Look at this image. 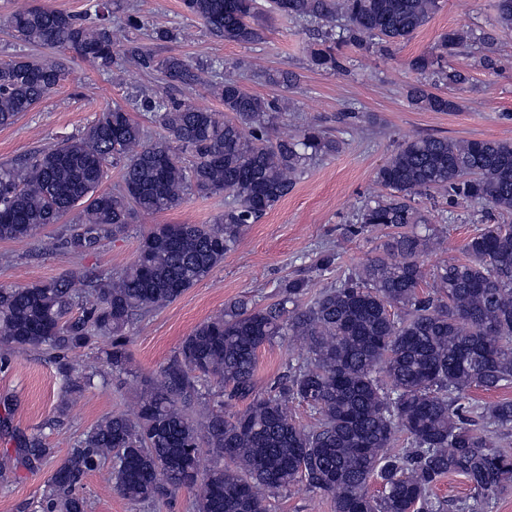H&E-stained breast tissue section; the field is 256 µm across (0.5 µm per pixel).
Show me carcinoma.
Returning <instances> with one entry per match:
<instances>
[{"label":"carcinoma","mask_w":512,"mask_h":512,"mask_svg":"<svg viewBox=\"0 0 512 512\" xmlns=\"http://www.w3.org/2000/svg\"><path fill=\"white\" fill-rule=\"evenodd\" d=\"M187 13L217 38L252 45L264 40L262 17L280 14L316 24L322 40L310 52L320 71L341 68L347 45L409 39L439 8V0H182ZM97 20L50 8H28L7 20L16 35L42 47L74 51L102 70L157 68L177 87L201 86L224 114L187 99L141 101L162 134L115 106L80 137L45 148L21 163L0 164V240L34 236L81 208L62 246L76 256L125 231L137 211L178 206L188 191L225 194L214 224H162L143 234L135 260L111 275L54 277L0 286V344L16 351L56 352L68 402L95 384L67 353L108 339L101 350L111 372L127 374V328L139 315L178 299L234 250L242 232L273 209L313 159L334 156L341 141L311 123L288 137H270L282 118L275 101L248 92L223 64L194 65L169 56L155 62L144 45L120 47L108 24L112 0H94ZM497 23L512 30V0H497ZM344 24H336V15ZM473 34L450 28L435 51L411 59L427 80L407 87L409 102L453 112L455 99L431 88H461L465 77L445 59ZM70 75L61 60L18 56L0 60V127L54 92ZM191 157L190 165L183 155ZM121 184L101 192L109 167ZM387 190L359 209L356 235L367 226L393 230L372 256L302 306L308 284L285 279L265 307L243 297L198 324L154 377L141 380L134 417L113 413L84 435L57 465L41 512H86L77 485L104 459L108 484L132 503L180 490L195 495L197 512H268L266 497L303 483L330 498L333 512H446L433 488L445 475L462 477L477 498L512 487V455L494 434L512 429V401L480 407L468 390L512 385V225L486 224L464 245L465 258L431 273L433 291L420 293L423 256L436 233L415 207L429 191L512 213V142L419 137L399 144L377 170ZM280 336L304 341L306 355L267 395L255 391L257 352ZM215 380L216 389L202 382ZM246 402L224 413L223 397ZM318 415L311 429L289 406ZM406 435L403 454L389 451ZM0 458V478L34 470L53 457L41 432L14 436ZM211 464L200 466L202 453ZM380 484L373 493L370 485Z\"/></svg>","instance_id":"1"}]
</instances>
